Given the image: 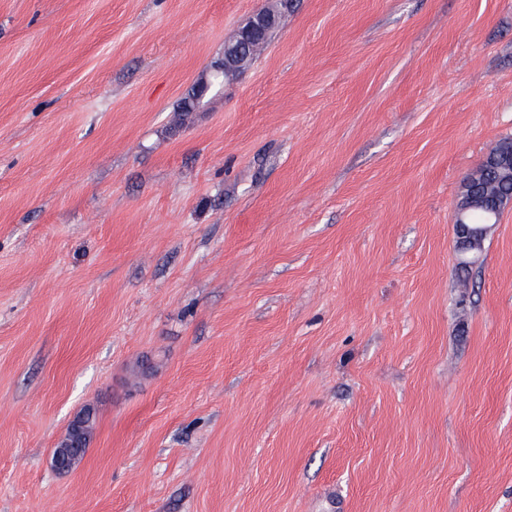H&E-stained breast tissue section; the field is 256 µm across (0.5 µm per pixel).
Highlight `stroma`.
<instances>
[{
	"mask_svg": "<svg viewBox=\"0 0 512 512\" xmlns=\"http://www.w3.org/2000/svg\"><path fill=\"white\" fill-rule=\"evenodd\" d=\"M276 2L0 0V512H512V0ZM279 18L269 15L265 10L257 12L251 20L243 26L237 33L236 38L224 45V65L222 70L227 67H244L251 56L258 53L265 45L266 31L270 25L277 24ZM251 48V56H242ZM494 148L495 146L490 149L485 160L490 155L496 154V151L493 152ZM497 173L498 166L492 162L491 158H488L483 164L467 175L463 181V185L467 179H471L473 182L491 185L492 192L495 194L507 197L512 196V180L506 183L499 178ZM464 201H469L471 204H468V208L464 213L463 211H457L456 213L454 224L455 226L457 225L459 233L462 231V225H465L460 223L462 213L466 221L469 222L468 224H488L485 219L486 210L492 209L498 211V213L501 212L498 199H485L480 201L476 197L471 196L469 199L465 198Z\"/></svg>",
	"mask_w": 512,
	"mask_h": 512,
	"instance_id": "stroma-1",
	"label": "stroma"
}]
</instances>
